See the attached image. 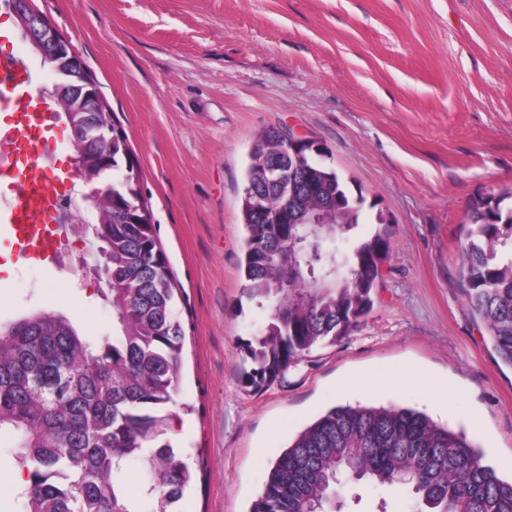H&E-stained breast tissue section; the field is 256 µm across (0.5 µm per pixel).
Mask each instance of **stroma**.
Segmentation results:
<instances>
[{"label":"stroma","mask_w":512,"mask_h":512,"mask_svg":"<svg viewBox=\"0 0 512 512\" xmlns=\"http://www.w3.org/2000/svg\"><path fill=\"white\" fill-rule=\"evenodd\" d=\"M125 127L180 288L186 337L175 440L194 472L181 512H247L267 462L335 405H403L463 432L512 476V368L463 291L471 198L512 188V0H32ZM325 145L386 226L390 260L349 336L245 386L240 197L263 132ZM0 239V321L64 311L111 336L97 284L74 287ZM345 512H421L405 485L342 481Z\"/></svg>","instance_id":"obj_1"}]
</instances>
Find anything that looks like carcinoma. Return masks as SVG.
<instances>
[{"label":"carcinoma","instance_id":"obj_1","mask_svg":"<svg viewBox=\"0 0 512 512\" xmlns=\"http://www.w3.org/2000/svg\"><path fill=\"white\" fill-rule=\"evenodd\" d=\"M79 82L68 100L76 164L112 196V221L93 197L100 260L94 271L112 307V339L95 342L42 309L0 323V433L24 473L19 512H175L193 474L172 444L180 417L185 330L178 289L141 192V167L110 107L85 112ZM326 147L286 130L253 143L241 195L243 292L268 311L241 345L260 388L325 340L352 332L373 307L390 259L386 229L343 259L327 247L359 224L365 203ZM512 189L471 200L461 247L464 295L493 350L512 368ZM146 463L138 492L128 468ZM402 484L426 512H512V480L482 462L467 437L416 409L340 405L306 426L271 463L248 512H342L338 477Z\"/></svg>","mask_w":512,"mask_h":512}]
</instances>
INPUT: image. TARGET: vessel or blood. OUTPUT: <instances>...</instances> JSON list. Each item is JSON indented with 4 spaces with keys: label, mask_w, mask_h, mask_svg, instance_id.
<instances>
[{
    "label": "vessel or blood",
    "mask_w": 512,
    "mask_h": 512,
    "mask_svg": "<svg viewBox=\"0 0 512 512\" xmlns=\"http://www.w3.org/2000/svg\"><path fill=\"white\" fill-rule=\"evenodd\" d=\"M0 106L8 114L0 120V132L17 143L16 160L0 169V184L18 187L19 197L10 219L0 234L16 241L25 253L48 260L55 256V244L64 240L70 227L49 225L48 216L57 193V177L46 170L34 148V138L47 126V109L35 96L32 79L22 55H0Z\"/></svg>",
    "instance_id": "1"
}]
</instances>
